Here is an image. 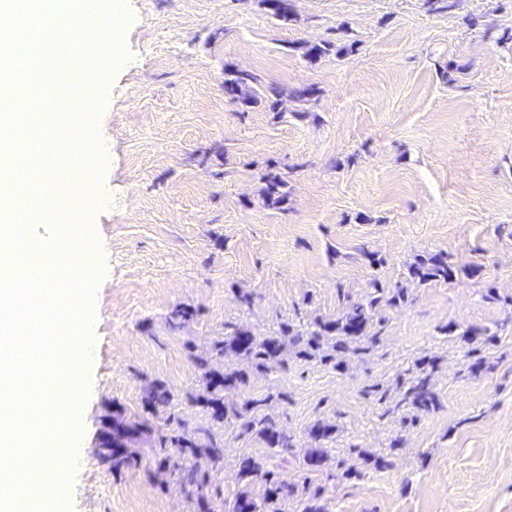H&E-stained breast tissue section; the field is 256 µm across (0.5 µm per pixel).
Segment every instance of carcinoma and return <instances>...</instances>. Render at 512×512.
<instances>
[{
  "mask_svg": "<svg viewBox=\"0 0 512 512\" xmlns=\"http://www.w3.org/2000/svg\"><path fill=\"white\" fill-rule=\"evenodd\" d=\"M266 10L275 20L287 24L293 21L292 0H263ZM353 45L338 46L333 41L323 40L318 43L303 42L299 45L302 55L309 59H317L335 52L344 54L352 51ZM317 88L312 85L295 87L285 90L277 85H263L253 73L228 71L224 77V97L230 101L251 108L261 102L268 104L273 112L281 111L286 101L306 102L314 98ZM265 195L268 205L278 207L285 203L287 192L284 191L285 181L278 171L270 170L265 174ZM463 269L448 262V257L438 253L422 258L412 265L409 275L420 282H446L454 280ZM372 291L366 300L346 307L342 315L316 323L317 329L306 334L294 332L293 329L281 332L279 339L270 341L265 338H243L245 332L237 331L230 338L233 346L244 356L254 360L262 367H274L279 363V356L284 344L298 347L297 354L305 358L320 357V360L332 362V354H320L323 344L331 343V350L336 352L352 351L358 354L371 352L379 339L376 326L380 323L378 313L384 304L399 305L407 302L408 296L404 288L393 290L386 288L380 280L371 282ZM434 365L431 361L420 364L418 375L409 381L403 399L410 402L416 410L428 411L438 404V397L433 390L431 374ZM242 383L240 376L233 371H211L209 391L201 396V402L211 408L212 417L220 420L232 414L243 420L245 432H254L272 448L287 449L292 447L290 437L276 428L275 422L265 414L271 397H252L245 401L242 410L224 402L223 391L232 389ZM173 400L171 393L165 388L152 387L145 394V404L152 411L167 409ZM146 419L125 420L119 416L112 417V444L116 450L108 453L112 458V468L119 469L130 464L132 460L131 445L139 428L144 426ZM208 443H200L198 434L181 431L175 434H163L159 437L160 447L175 448L180 453L191 452L195 448L206 446L220 454V444L214 434L207 435ZM240 480L249 484L260 480L265 484V495L262 501L254 500L247 492H241L235 499L232 512H241L242 504H248V512H279L281 502L290 497L301 496L304 501V512H324L322 505V487L306 483L297 486L283 478L277 472L264 468L260 463L246 460L240 465Z\"/></svg>",
  "mask_w": 512,
  "mask_h": 512,
  "instance_id": "obj_1",
  "label": "carcinoma"
}]
</instances>
